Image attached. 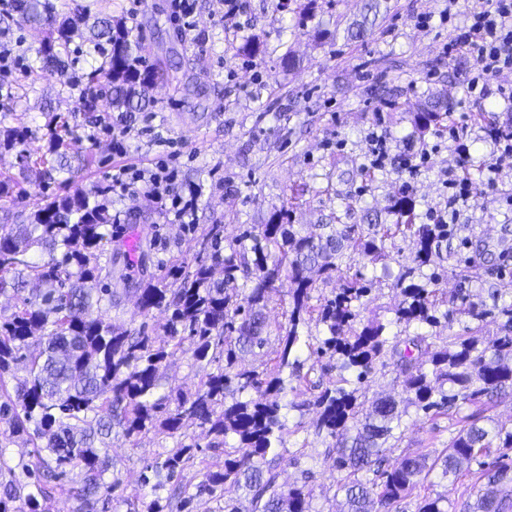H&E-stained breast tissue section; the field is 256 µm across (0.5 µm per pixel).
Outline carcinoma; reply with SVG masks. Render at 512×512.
<instances>
[{"label":"carcinoma","instance_id":"cac0c4a2","mask_svg":"<svg viewBox=\"0 0 512 512\" xmlns=\"http://www.w3.org/2000/svg\"><path fill=\"white\" fill-rule=\"evenodd\" d=\"M73 2L71 15L60 20L53 0H17L15 13L3 23L17 14L40 32L35 57L40 69L57 73L69 66L74 33L85 30L86 41L105 58L104 65L84 74L86 96L74 102V111L87 122L98 121L103 87L117 111L145 110L161 70L139 67L142 45L124 19L93 18L79 0ZM448 116V105L437 102L416 113L414 123L424 131ZM61 128L64 134L54 133L49 155L35 158L23 137L0 127V150H14L18 159V172L0 174V197L32 173L44 181L74 178L61 152L69 146L63 138L70 134L68 122ZM102 191L100 185L43 197L26 223L0 225V272L10 275L0 277V293L11 290L19 299L10 315L0 317V422L10 436L24 437L33 448L26 469L35 487L26 493L14 480L1 479L0 512H41L40 500L58 492L78 501L74 512H108L120 483L117 476L109 483L104 479L115 424L128 439L154 432L174 440L164 460L146 465L138 477L150 496L145 512L170 507L159 494L168 484L179 488L176 512H189L197 496H213L226 484L243 488L251 508L244 511L226 501L222 512H312V490L278 484L277 449L283 447L289 406L314 408L316 434L335 440L336 469L345 473L339 484L345 493L342 512H387L412 494L417 512H448V491L430 492L425 486L432 473L442 481L456 479L464 465L490 448L512 451V429L488 428L467 418L448 447L402 455L379 474V482L363 478L374 471L385 445L398 440L409 407L439 414L512 393V303L495 298L489 307L472 301L468 288L450 299L436 288L440 274L425 268L440 257L448 225L416 223L410 196L392 200L391 224L367 209L362 223L323 224L319 233L291 223L284 206L258 228L245 229L227 257L224 225L210 224L194 239L193 270L173 266L166 279L139 282L122 269L112 270L118 253L106 248L112 242V214L102 205ZM398 236L412 240L414 256L393 285V322L436 328L458 315L478 324L492 316L499 321L498 332L479 336L477 327L465 336L390 337L381 319H361L369 288L357 274L319 307L311 304L316 281L338 276L346 253L377 263L389 256L386 242ZM114 277L123 287H112ZM283 278L292 285L284 311L287 325L279 328L277 347L268 353L266 311L272 288ZM30 282L39 288L28 293ZM129 293L138 296L140 312L167 313L164 339L145 332L132 336L108 321L107 311ZM313 324L327 332L315 344ZM187 340L196 361L217 367L190 394L166 390L165 364ZM305 348L330 354L338 378L313 398L287 406V392L297 397L308 392L307 377L301 375ZM424 354L430 355L428 372L419 363ZM20 367L21 378L16 375ZM379 368L393 369L409 394L406 405L390 396L366 399L364 383ZM11 380L15 385H9ZM192 425L211 437L207 447L224 453V465L206 468L197 484L184 475L200 448L187 433ZM76 468L83 472V483L67 489L64 478ZM478 480L482 486L468 505L470 512H512V462L480 469Z\"/></svg>","mask_w":512,"mask_h":512}]
</instances>
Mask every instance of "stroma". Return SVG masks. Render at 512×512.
I'll return each mask as SVG.
<instances>
[{"label":"stroma","instance_id":"stroma-1","mask_svg":"<svg viewBox=\"0 0 512 512\" xmlns=\"http://www.w3.org/2000/svg\"><path fill=\"white\" fill-rule=\"evenodd\" d=\"M98 16H127L136 10L132 35L141 41L149 62L166 72L165 80L151 91L149 111L132 113L131 136L123 151L112 147V107L109 97L100 100L98 124L86 123L73 109L76 93L69 80H80L101 57L91 44L75 38L77 61L64 77L30 71L38 32L12 24L0 32L19 56L12 78L18 91L7 111H0V125L27 130L25 147L45 152L51 138L49 121L57 116L68 121L82 143H94L98 163L79 172L74 182L45 186L31 180L13 197L0 198V219L17 223L28 214L34 199L47 193L67 194L79 188L109 183L112 171L121 166L154 168L164 162L173 173L174 186L199 185L196 220L192 224L165 221L158 205L144 194H128L115 207L123 215V234L138 239L150 254L147 266L130 259L134 279H157L173 259L193 266L191 239L210 224L224 227V243L232 245L243 227L265 223L279 210L292 188H302L291 221L316 231L318 225L349 223L346 209L360 211L387 208L402 185H409L417 200L420 218L429 213L445 215L452 228L450 249L444 266L447 277L439 284L451 292L460 288L458 274L476 265L484 273L481 297L497 290L512 302V157H497L483 133V122L474 118L480 108L492 119L512 117V105L489 96L476 106L465 90L472 67L464 55H449L446 45L454 26L468 24L466 11H458L453 25L441 24L448 0H387L370 34L351 41L347 30L360 21L367 0H316L306 26H297L280 12L278 0H245L238 18L240 31L228 36L211 22L210 0H196L200 24L192 37H185L183 20L172 12L170 0H83ZM260 43L252 58L241 55L248 41ZM292 54L293 68H283L281 57ZM443 98L451 116L426 134L413 124L416 112L428 100ZM386 134L393 159L383 168H371L367 136L372 130ZM469 147L467 163H460L454 136ZM428 151L430 158L416 174H408L398 157ZM498 165L496 188H488L487 168ZM370 169L369 178L361 170ZM466 176L479 193L456 213L448 211V179ZM414 256L413 245L397 241L385 264L371 265L352 255L343 258V275L362 273L372 279L362 318L380 317L392 336H406L404 325L393 323L388 307L393 284L403 265ZM113 325L131 333H164L166 315L154 309L140 313L135 298H127L107 313ZM211 367L195 362L192 345L168 359L164 384L192 392ZM464 406L438 416L410 411L403 435L395 447L384 449L383 468H391L409 452L445 448L458 426L459 415L471 414ZM313 410H289L288 431L277 463L279 483L306 486L313 492L315 512H338L344 494L328 438L316 435ZM173 441L150 434L125 438L120 428L112 430V463L123 481V496L112 501L110 512H127L129 500L139 493L137 475L147 464L163 460ZM31 448L23 439L10 437L0 423V475L26 484L23 466Z\"/></svg>","mask_w":512,"mask_h":512}]
</instances>
